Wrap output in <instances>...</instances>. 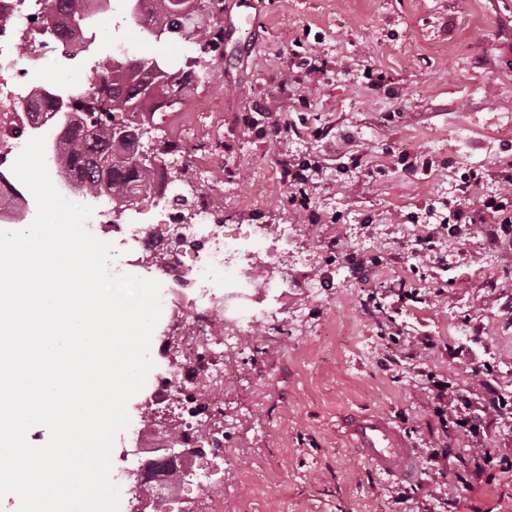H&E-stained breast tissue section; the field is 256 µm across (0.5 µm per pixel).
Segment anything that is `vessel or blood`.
<instances>
[{"instance_id":"1","label":"vessel or blood","mask_w":512,"mask_h":512,"mask_svg":"<svg viewBox=\"0 0 512 512\" xmlns=\"http://www.w3.org/2000/svg\"><path fill=\"white\" fill-rule=\"evenodd\" d=\"M339 426L353 447L358 448L379 472L408 481L416 479L413 448L389 419L349 412L341 416Z\"/></svg>"}]
</instances>
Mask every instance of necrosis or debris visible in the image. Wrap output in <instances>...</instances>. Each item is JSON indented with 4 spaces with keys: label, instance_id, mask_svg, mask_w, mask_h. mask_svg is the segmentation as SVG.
<instances>
[{
    "label": "necrosis or debris",
    "instance_id": "4bbe7bcc",
    "mask_svg": "<svg viewBox=\"0 0 512 512\" xmlns=\"http://www.w3.org/2000/svg\"><path fill=\"white\" fill-rule=\"evenodd\" d=\"M42 11V0H0V166L14 162L28 140L32 74L46 59L72 56L83 46L77 37L46 33ZM168 173V168L158 169L154 183L141 193L154 222L127 223L122 206L108 201L98 203L87 222L95 235L111 225L110 270L116 275L153 277L148 255L160 241L171 244L161 305L180 334V359L153 368L149 392L163 415L141 418L127 434L128 441L139 446L137 456L123 457L111 469L115 478L136 465L160 470L156 479L133 489L129 512H146V500L152 502L153 512H168L172 501L166 489L175 472L164 468L163 458L173 441L197 448L192 477L198 490H209L211 467L223 465L227 454L223 438L211 430L213 418L224 411L223 401L216 398L224 389V355L242 351L244 336L267 323L265 300L285 286L269 271L287 259L295 231L293 225H279L275 233L265 234V245L257 250L252 238L227 231L204 202L194 207L192 223H185L183 213L171 206Z\"/></svg>",
    "mask_w": 512,
    "mask_h": 512
}]
</instances>
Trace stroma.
Here are the masks:
<instances>
[{"instance_id": "obj_1", "label": "stroma", "mask_w": 512, "mask_h": 512, "mask_svg": "<svg viewBox=\"0 0 512 512\" xmlns=\"http://www.w3.org/2000/svg\"><path fill=\"white\" fill-rule=\"evenodd\" d=\"M250 2L255 32L242 40L228 31L203 49L138 40L124 0H112L93 44L100 59L128 38L134 50L179 67L198 58L203 81L165 118L146 120L145 143L192 156L180 192L190 202L207 199L223 223L300 227L288 292L273 310L288 336L258 327L244 339L247 355L224 356L232 368L224 442L237 448L213 472L224 512H426L432 504L438 512H512V480L468 491L426 465L425 446L444 442L450 467L463 469L466 442L443 434L418 373L438 366L468 385L477 353L497 361V386L512 392V239L490 247L445 236L437 251L446 263H427L407 257L421 227L405 221L423 212L439 222L471 174L481 178L480 195L496 191L498 173L512 174V0ZM297 53L327 64L302 92L286 81ZM369 68L385 73L387 90L369 89ZM95 80L80 60H47L34 77L76 90ZM271 112L305 135L279 141L243 124H267ZM285 152L322 162L309 203L319 223L288 203L278 166ZM404 153L432 160V170H404ZM351 154L361 168L340 172V157ZM403 282L419 289L420 302L400 301ZM314 284L319 294H311ZM391 318L407 331H429L437 348L383 369L378 332ZM348 409L385 415L407 435L421 464L409 500L398 501L400 481L339 435L336 419Z\"/></svg>"}]
</instances>
